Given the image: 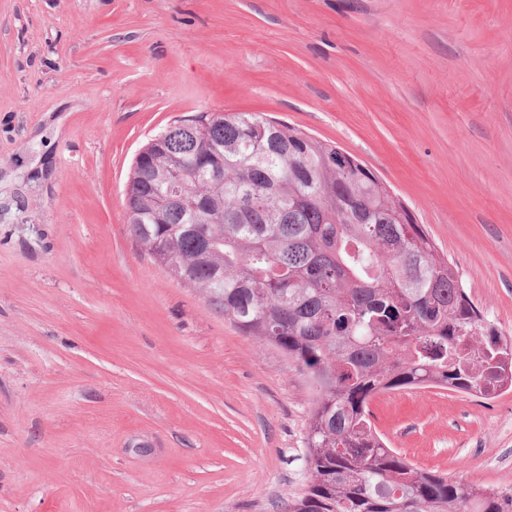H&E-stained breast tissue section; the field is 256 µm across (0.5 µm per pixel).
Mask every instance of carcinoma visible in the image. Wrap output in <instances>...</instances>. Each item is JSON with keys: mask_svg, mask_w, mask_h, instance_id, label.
<instances>
[{"mask_svg": "<svg viewBox=\"0 0 512 512\" xmlns=\"http://www.w3.org/2000/svg\"><path fill=\"white\" fill-rule=\"evenodd\" d=\"M127 185L131 236L241 332L281 351L314 390L304 488L280 512H512V489L422 471L372 423L377 396L494 384L512 345L401 199L336 147L255 112L179 120ZM222 168L209 185L198 158ZM208 199L159 211L167 173Z\"/></svg>", "mask_w": 512, "mask_h": 512, "instance_id": "cac0c4a2", "label": "carcinoma"}]
</instances>
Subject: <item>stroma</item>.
I'll list each match as a JSON object with an SVG mask.
<instances>
[{"label": "stroma", "mask_w": 512, "mask_h": 512, "mask_svg": "<svg viewBox=\"0 0 512 512\" xmlns=\"http://www.w3.org/2000/svg\"><path fill=\"white\" fill-rule=\"evenodd\" d=\"M260 112L396 193L512 336V0H0V512H277L312 390L127 230L148 141ZM512 489V391L370 405Z\"/></svg>", "instance_id": "35a3bbf8"}]
</instances>
